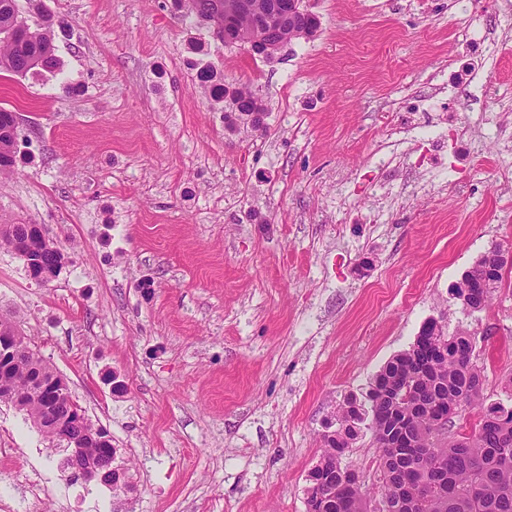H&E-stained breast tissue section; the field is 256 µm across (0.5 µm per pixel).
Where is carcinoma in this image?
<instances>
[{
	"mask_svg": "<svg viewBox=\"0 0 512 512\" xmlns=\"http://www.w3.org/2000/svg\"><path fill=\"white\" fill-rule=\"evenodd\" d=\"M11 0H0V72L25 76L37 70H52L54 18L42 24L27 19L28 40L19 43L10 31L18 24ZM185 12L200 16L217 13L218 0H184ZM199 87L216 101L224 100V81L208 69L197 73ZM232 107L249 116L265 111L262 100L247 87L231 98ZM17 141L0 135V176L13 172ZM14 235L28 238L36 248L39 270L59 275L66 256L56 246L41 243L33 224L14 225ZM509 260L481 256L470 273L479 276L484 287L452 290L455 299L470 311L483 310L502 282ZM476 333L460 328L453 335L434 332L426 323L409 349L394 355L380 369L367 392L368 404L351 397L344 400L323 434L322 452L308 473L307 512H368L373 499L357 481L342 457L365 428L378 444V494L390 488L399 492L401 512H512V405L489 404L479 424L470 433L444 436L437 426L451 429L465 404L481 397L483 374L473 363ZM54 373L53 366L35 351L14 366L11 384L0 388V403L24 412L45 439L56 441L66 434L83 441L77 457L67 458V467L81 473L86 460H96L106 471L115 462L112 441L94 443L100 431L86 415L70 411L62 402L49 411L34 405L33 376Z\"/></svg>",
	"mask_w": 512,
	"mask_h": 512,
	"instance_id": "obj_1",
	"label": "carcinoma"
}]
</instances>
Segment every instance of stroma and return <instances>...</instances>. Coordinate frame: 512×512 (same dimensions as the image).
Segmentation results:
<instances>
[{"label":"stroma","mask_w":512,"mask_h":512,"mask_svg":"<svg viewBox=\"0 0 512 512\" xmlns=\"http://www.w3.org/2000/svg\"><path fill=\"white\" fill-rule=\"evenodd\" d=\"M41 4L60 67L0 75V224L70 261L41 285L0 250V310L129 488L71 482L0 403L11 512H306L327 422L432 319L476 330L485 403L512 394V272L480 312L451 293L512 243V0H302L316 33L271 60L171 0ZM204 65L260 124L199 92ZM16 153L17 141L13 136L7 133L0 135V176L13 172Z\"/></svg>","instance_id":"1"}]
</instances>
